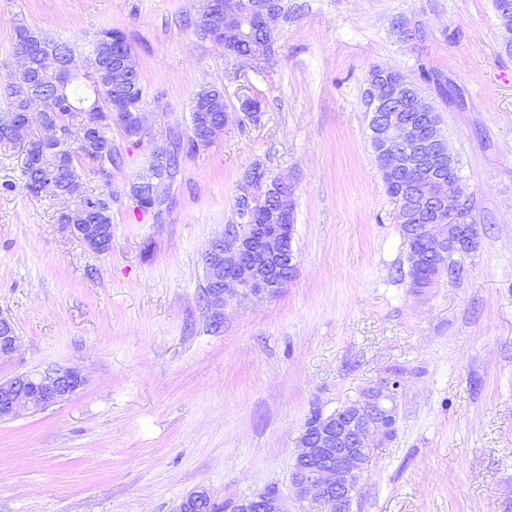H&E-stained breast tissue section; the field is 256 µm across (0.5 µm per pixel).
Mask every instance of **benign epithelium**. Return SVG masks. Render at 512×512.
Segmentation results:
<instances>
[{"instance_id":"7a95c632","label":"benign epithelium","mask_w":512,"mask_h":512,"mask_svg":"<svg viewBox=\"0 0 512 512\" xmlns=\"http://www.w3.org/2000/svg\"><path fill=\"white\" fill-rule=\"evenodd\" d=\"M202 2L209 8L198 12L197 20L212 27L210 38L219 44L224 43V36L212 23L221 9L224 26L241 37L247 36L253 18L273 33L271 22L281 15V0H224L222 5L218 0ZM403 96L401 88L384 78L376 77L368 83L373 147L382 156L386 171L413 174L409 208L400 211V218L405 223L410 210L428 208L434 219V223L425 225L431 255L440 258L466 253L475 247L477 239L473 193L461 186L457 157L449 150L446 137L427 119H417L410 108L397 104ZM237 100L239 111L261 117L262 105L257 98L242 94ZM191 128L206 143L221 133L201 113L193 117ZM169 150L167 140L154 150L160 159L155 181L150 183L151 209L155 212L164 204L160 186L177 177ZM445 171L455 183L448 187L446 196L439 189ZM293 187L291 180L277 179L267 186L266 196L245 198L249 204L248 223L227 224L224 233L210 241L203 255L204 271L210 277L224 274L223 282L205 290L212 320L224 319V306L233 300L276 293L286 284L278 272L286 270L288 277L295 276ZM69 228L95 252L106 253L112 248L110 224H71ZM19 345L13 320L0 314V359L14 355ZM85 381L80 370L58 365L1 379L0 419H14L61 402ZM400 389L398 373L379 378L347 403L343 412L323 414L313 429H304L290 475L298 512H352L365 469L395 437ZM211 501L213 496L207 490H197L184 497L175 512H199L202 504ZM225 505L228 512H288L284 494L276 484Z\"/></svg>"}]
</instances>
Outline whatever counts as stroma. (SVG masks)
<instances>
[{"label":"stroma","mask_w":512,"mask_h":512,"mask_svg":"<svg viewBox=\"0 0 512 512\" xmlns=\"http://www.w3.org/2000/svg\"><path fill=\"white\" fill-rule=\"evenodd\" d=\"M271 55L232 59L199 38L198 0H0V81L22 21L86 49L125 31L151 135L113 129L123 154L112 248L98 253L20 184L0 152V311L20 336L0 379L49 365L86 383L44 410L0 420V512H173L199 488L218 499L290 471L312 410L329 414L396 371V438L369 465L355 512H512V55L493 0H288ZM403 16L424 36L399 41ZM440 73L423 85L474 194L478 239L461 273L411 288L405 248L370 143V67ZM225 86L223 135L185 158L162 215L129 194L156 144L187 131L191 100ZM257 97L259 122L236 90ZM295 184L296 277L231 302L221 328L200 304L209 241L236 223L246 176ZM14 183L6 192L2 183Z\"/></svg>","instance_id":"obj_1"}]
</instances>
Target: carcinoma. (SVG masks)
Listing matches in <instances>:
<instances>
[{"instance_id":"obj_1","label":"carcinoma","mask_w":512,"mask_h":512,"mask_svg":"<svg viewBox=\"0 0 512 512\" xmlns=\"http://www.w3.org/2000/svg\"><path fill=\"white\" fill-rule=\"evenodd\" d=\"M269 35L260 27L249 38L239 39L232 33L224 38V51L235 59L252 58L261 49ZM16 52L25 56L18 69L5 80L6 109H0V151L15 149L19 144L9 132V123L15 119H28L29 139L22 166L23 188L36 198L66 196L70 209L59 216L62 224L72 223L70 210L87 208L95 215V223H112V191L91 196L84 190L77 162L87 159L95 164L96 173L111 185L112 166L120 165L122 158L112 152V125H118L128 138L140 141L149 135L143 111V86L139 69H134V79L124 86L112 83V68L127 59H134L125 32L118 28H104L89 41L87 65L81 71L73 66L77 47L56 39L27 24L18 22L13 27ZM393 83L414 95H422L419 82L436 85L441 95H448L447 84L427 69L420 72V81L409 79L400 71L390 74ZM38 95V110L32 111L31 95ZM203 109L212 122L224 124V87L209 86L195 94L191 109ZM105 120L101 128L103 142L94 148L80 151L74 142L82 135L85 125L95 117ZM55 125L61 138L45 143L41 127ZM200 150L194 134L181 139L178 152L172 157L173 165L181 167L184 157ZM386 192L396 209L405 202L402 188L387 173H382ZM147 182L131 185L130 192L139 210L148 211L150 204L146 193ZM428 217L420 212L410 214L409 224H399V232L406 250L408 277L419 278L429 286L444 272L457 268L454 256L443 259L432 257L425 250L423 235H414L411 225H422Z\"/></svg>"}]
</instances>
